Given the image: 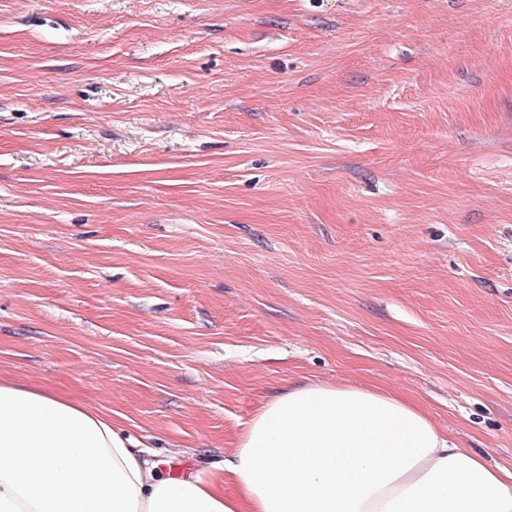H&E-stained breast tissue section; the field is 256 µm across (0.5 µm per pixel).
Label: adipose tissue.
<instances>
[{"label":"adipose tissue","instance_id":"1","mask_svg":"<svg viewBox=\"0 0 512 512\" xmlns=\"http://www.w3.org/2000/svg\"><path fill=\"white\" fill-rule=\"evenodd\" d=\"M0 512H512V475L398 395L319 383L266 402L210 478L174 475L111 416L0 379Z\"/></svg>","mask_w":512,"mask_h":512}]
</instances>
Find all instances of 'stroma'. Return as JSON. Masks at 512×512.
I'll list each match as a JSON object with an SVG mask.
<instances>
[{
    "label": "stroma",
    "mask_w": 512,
    "mask_h": 512,
    "mask_svg": "<svg viewBox=\"0 0 512 512\" xmlns=\"http://www.w3.org/2000/svg\"><path fill=\"white\" fill-rule=\"evenodd\" d=\"M0 378L204 478L309 381L512 471V0H0Z\"/></svg>",
    "instance_id": "1"
}]
</instances>
